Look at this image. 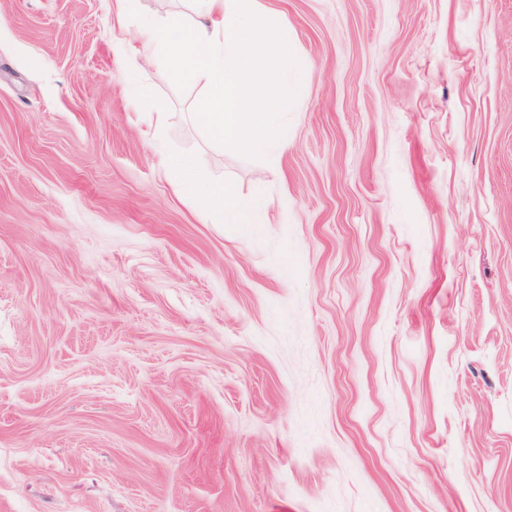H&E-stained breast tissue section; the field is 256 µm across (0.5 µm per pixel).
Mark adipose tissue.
Here are the masks:
<instances>
[{
    "label": "adipose tissue",
    "instance_id": "ef3b65f1",
    "mask_svg": "<svg viewBox=\"0 0 512 512\" xmlns=\"http://www.w3.org/2000/svg\"><path fill=\"white\" fill-rule=\"evenodd\" d=\"M189 24L146 17L142 28L168 45V62L185 77L204 81L196 118L228 150L269 152L288 142V96L277 77L293 44L287 22L266 23L256 0H186ZM178 191L217 221L256 224L262 205L231 184L181 179Z\"/></svg>",
    "mask_w": 512,
    "mask_h": 512
}]
</instances>
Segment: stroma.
Masks as SVG:
<instances>
[{
    "label": "stroma",
    "instance_id": "1",
    "mask_svg": "<svg viewBox=\"0 0 512 512\" xmlns=\"http://www.w3.org/2000/svg\"><path fill=\"white\" fill-rule=\"evenodd\" d=\"M112 2L0 0V512H512V0H258L269 155ZM178 191L202 209L213 214L221 224H258L262 205L258 200L240 197L230 183L214 184L200 179H179Z\"/></svg>",
    "mask_w": 512,
    "mask_h": 512
}]
</instances>
